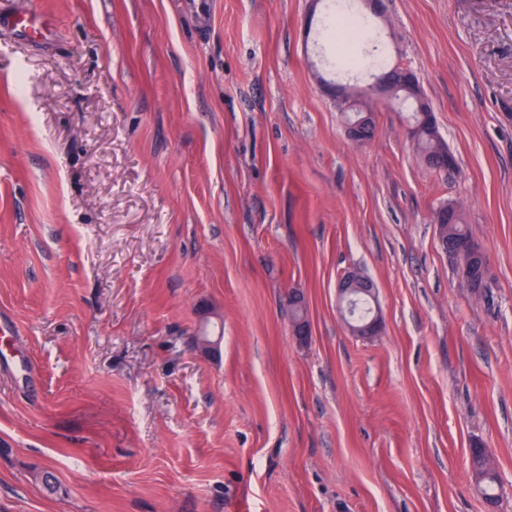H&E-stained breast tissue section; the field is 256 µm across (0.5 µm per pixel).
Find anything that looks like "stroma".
Masks as SVG:
<instances>
[{
  "mask_svg": "<svg viewBox=\"0 0 512 512\" xmlns=\"http://www.w3.org/2000/svg\"><path fill=\"white\" fill-rule=\"evenodd\" d=\"M351 2L453 173L379 96L348 139L336 96L369 79L327 64L325 0H0L52 30L0 26V512H512V0ZM423 112L432 111L421 108V112H408V123L410 125L409 137L424 161H428L431 157H445L449 153L448 168L443 171L450 172L455 170L456 160L454 155L448 150V145L439 134L435 123L430 122L428 116L424 119H420L419 113ZM354 114L355 115L353 118H360L364 121L363 126L367 131L365 137H373L375 123L372 112H354ZM362 120H353L347 123V135L349 139L354 142H362L366 140L365 138H363V133L361 131ZM449 215V216H448ZM446 222L444 223H436V224H442L444 228H446V231L443 235V239L446 244H448V251L454 248H457L461 245H469L472 250L475 253H478L480 258L482 259L484 253L482 252L479 245L475 242L473 239L467 224H464L463 219V213L461 209L456 208L452 209L449 214L448 206L442 207L439 209V211L436 212V222H440L444 219ZM439 244L442 248L446 249V244H443V242L438 238ZM480 250V251H478ZM480 258L474 259L470 263V275L472 277V284H475L478 286L479 291L483 288H487V266L484 264L482 265V262ZM288 304L296 313L291 322L293 335L301 342L306 341L310 333L306 302L299 294L290 293ZM472 470L479 489L488 500L498 497V480L490 466V457L485 455L475 456L471 462Z\"/></svg>",
  "mask_w": 512,
  "mask_h": 512,
  "instance_id": "stroma-1",
  "label": "stroma"
}]
</instances>
